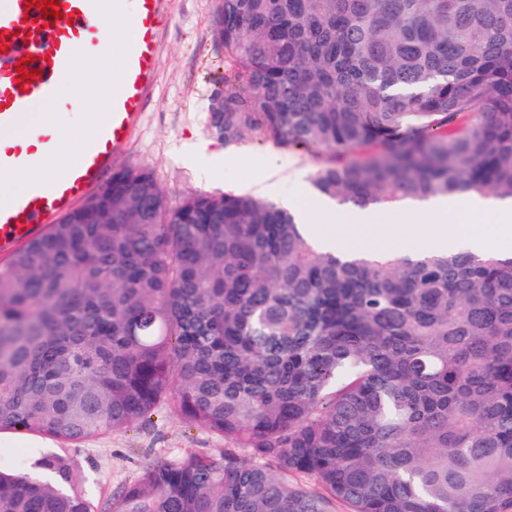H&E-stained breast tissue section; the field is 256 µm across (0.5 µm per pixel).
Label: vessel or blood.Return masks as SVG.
I'll list each match as a JSON object with an SVG mask.
<instances>
[{"label":"vessel or blood","instance_id":"1","mask_svg":"<svg viewBox=\"0 0 512 512\" xmlns=\"http://www.w3.org/2000/svg\"><path fill=\"white\" fill-rule=\"evenodd\" d=\"M0 0V185L20 171L37 169L49 137L31 131L35 104L56 99L60 81L74 75L79 59L99 57L109 0H58L60 17ZM132 29L114 46L120 80L104 118L79 161L63 175L34 180L28 191L0 206V254L13 253L43 234L100 185L101 175L127 145L153 87L159 36L167 0H129ZM27 59L31 84L18 86L16 65Z\"/></svg>","mask_w":512,"mask_h":512}]
</instances>
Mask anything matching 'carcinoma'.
Instances as JSON below:
<instances>
[{"label": "carcinoma", "mask_w": 512, "mask_h": 512, "mask_svg": "<svg viewBox=\"0 0 512 512\" xmlns=\"http://www.w3.org/2000/svg\"><path fill=\"white\" fill-rule=\"evenodd\" d=\"M213 26L225 142L327 154L343 206L512 198V0H216ZM100 199L0 266V432L78 444L170 400L224 438L110 512H512V256H338L139 168ZM33 468L0 467V512H93L64 459Z\"/></svg>", "instance_id": "cac0c4a2"}]
</instances>
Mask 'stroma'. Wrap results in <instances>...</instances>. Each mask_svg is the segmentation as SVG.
Instances as JSON below:
<instances>
[{
    "label": "stroma",
    "instance_id": "stroma-1",
    "mask_svg": "<svg viewBox=\"0 0 512 512\" xmlns=\"http://www.w3.org/2000/svg\"><path fill=\"white\" fill-rule=\"evenodd\" d=\"M214 0H169L158 52L155 84L141 121L124 150L113 158L104 180L123 167L150 169L170 207L191 193H249L267 197V182L314 194L312 178L322 161L302 148L282 146L255 132L233 143L210 129V105L232 69L213 33ZM107 87L83 91V102L50 113L52 122L74 139L88 135L101 114ZM389 238L377 245L361 224L338 230L347 247L392 251L406 248L423 219L400 207L391 213ZM223 438L189 424L172 404L159 406L150 418L74 445L49 443L48 452L71 462L94 512H109L112 498L160 458L180 460L191 453L221 457Z\"/></svg>",
    "mask_w": 512,
    "mask_h": 512
}]
</instances>
